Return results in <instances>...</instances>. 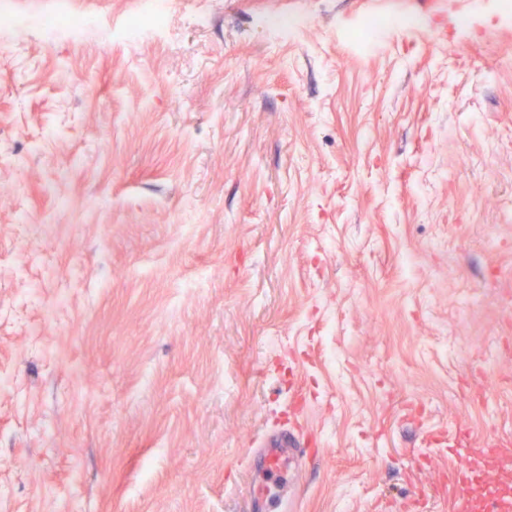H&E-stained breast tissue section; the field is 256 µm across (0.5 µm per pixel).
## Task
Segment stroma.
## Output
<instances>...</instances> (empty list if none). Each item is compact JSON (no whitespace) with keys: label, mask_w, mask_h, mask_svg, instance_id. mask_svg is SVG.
<instances>
[{"label":"stroma","mask_w":512,"mask_h":512,"mask_svg":"<svg viewBox=\"0 0 512 512\" xmlns=\"http://www.w3.org/2000/svg\"><path fill=\"white\" fill-rule=\"evenodd\" d=\"M137 2L0 31V512H257L283 431L287 512H484L512 488V24L385 0L415 22L366 49L367 0H173L176 39L129 42ZM10 3V0L0 2V30L3 31H18L33 24L46 40L76 39L93 24L88 15L69 8L66 1L59 2L54 13L41 15L27 22L11 9ZM294 437L281 433L269 438L265 446L264 461L270 473L284 471L288 460L299 450Z\"/></svg>","instance_id":"stroma-1"}]
</instances>
